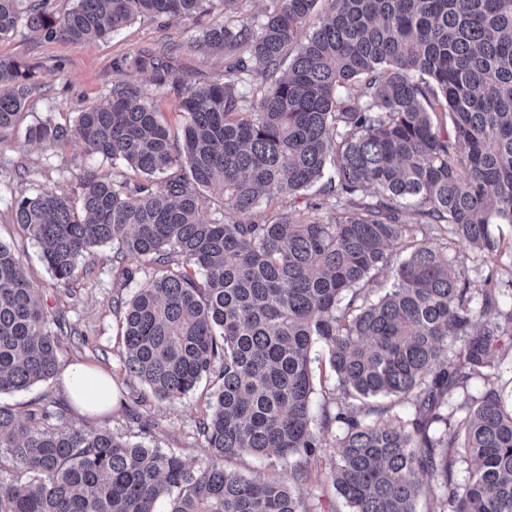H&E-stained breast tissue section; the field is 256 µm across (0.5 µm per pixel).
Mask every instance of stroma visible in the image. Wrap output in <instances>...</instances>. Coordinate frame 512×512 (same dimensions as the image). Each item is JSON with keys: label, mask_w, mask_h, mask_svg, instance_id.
<instances>
[{"label": "stroma", "mask_w": 512, "mask_h": 512, "mask_svg": "<svg viewBox=\"0 0 512 512\" xmlns=\"http://www.w3.org/2000/svg\"><path fill=\"white\" fill-rule=\"evenodd\" d=\"M223 18V7L217 2L194 21L172 19L162 24L141 18L86 44L48 40L26 30L0 40V57L29 64L42 85L30 98L18 126L0 132V240L15 244L33 288L50 312L65 318L73 329L58 351L61 364L83 362L110 374L117 404L108 414L83 412L55 378L2 395L0 401L20 411L34 402L62 408L75 425L106 428L149 447L174 450L191 464L208 453L195 429L206 412L204 391L176 402L162 401L127 380L122 367L113 309L116 300L133 295L138 281L115 276L112 248L104 245L85 259L92 273L61 286L44 265L40 244L25 237L15 223L10 203L14 195L32 197L44 190L75 195L84 169H111V162L86 154L77 137L51 146L29 140L26 130L46 121L73 127L78 112L102 103L112 86L141 87L154 98L168 127L180 132L184 118L176 90L169 84L158 85L155 73L137 68L134 59L144 53L170 57L173 74L196 84L222 78L224 58L209 54L199 41L210 25Z\"/></svg>", "instance_id": "stroma-1"}]
</instances>
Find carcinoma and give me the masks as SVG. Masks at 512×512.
Instances as JSON below:
<instances>
[{"mask_svg":"<svg viewBox=\"0 0 512 512\" xmlns=\"http://www.w3.org/2000/svg\"><path fill=\"white\" fill-rule=\"evenodd\" d=\"M211 0H0V39L20 24L47 39L86 43L137 17L191 19ZM224 22L204 43L236 58L223 78L181 83V136L148 93L122 84L74 129H28L48 144L74 134L85 151L143 176L84 170L80 208L53 190L12 199L16 223L44 245L70 283L92 248L112 268L142 262L121 307L128 379L180 401L208 382L197 433L208 457L188 464L108 429H86L46 406L0 402V512H317L301 486L326 448L330 478L352 512H512V402L494 359L512 341V303L493 276L495 226L512 224V0H271L263 22L245 0H218ZM288 72L278 71L291 46ZM261 78L260 96L240 89ZM29 65L0 58V130L37 90ZM331 169L310 214L253 221L261 198L294 196ZM219 189V216L200 217V189ZM413 203L408 221L405 202ZM327 208V216L319 215ZM429 224L487 265L417 239ZM410 248L400 262L389 249ZM391 287L371 299L376 272ZM67 324L51 319L0 240V395L54 377ZM325 348L337 396L311 411L313 347ZM474 379L485 390L448 418ZM269 459L274 474L226 467ZM473 462L459 484L461 460Z\"/></svg>","mask_w":512,"mask_h":512,"instance_id":"1","label":"carcinoma"}]
</instances>
